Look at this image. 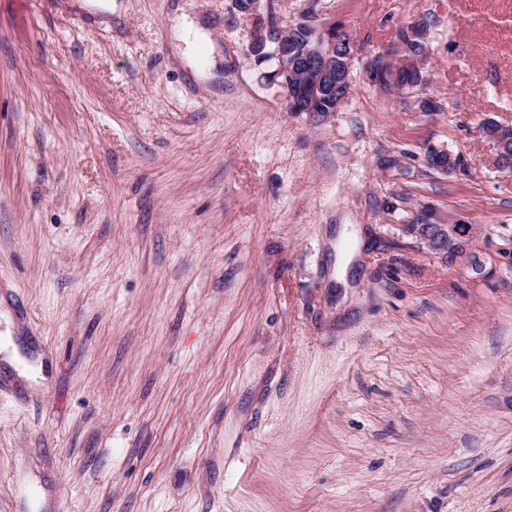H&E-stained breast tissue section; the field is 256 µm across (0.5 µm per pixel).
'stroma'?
<instances>
[{
	"instance_id": "1",
	"label": "stroma",
	"mask_w": 512,
	"mask_h": 512,
	"mask_svg": "<svg viewBox=\"0 0 512 512\" xmlns=\"http://www.w3.org/2000/svg\"><path fill=\"white\" fill-rule=\"evenodd\" d=\"M420 18L427 86L385 93ZM270 19L350 35L339 111H289ZM489 121L512 0H0V512H512ZM423 204L480 226L465 259L395 230ZM187 19H184L183 33L177 39L183 46L177 44L176 49L183 58L191 60V57H195L201 48L209 51L207 46L208 37L202 28ZM409 35H411V31H408ZM407 30L405 27H400L397 29L396 37L402 38L405 37L406 43L408 44V48L405 44V40H396L394 48L391 51H387L386 53L378 54L379 57H383L385 60L391 62L392 59H395L398 64L403 63L406 64L405 58L400 59L399 57H403L401 52L407 49V54L410 56V59L417 60L418 58L424 55V45L427 46L426 41L419 39L417 37H413L409 39Z\"/></svg>"
}]
</instances>
